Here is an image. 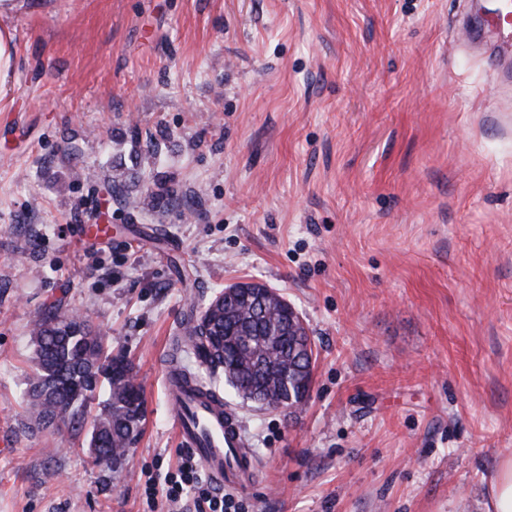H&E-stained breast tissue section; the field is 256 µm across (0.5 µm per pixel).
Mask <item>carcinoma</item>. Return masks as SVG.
Wrapping results in <instances>:
<instances>
[{"mask_svg": "<svg viewBox=\"0 0 512 512\" xmlns=\"http://www.w3.org/2000/svg\"><path fill=\"white\" fill-rule=\"evenodd\" d=\"M252 289H240L236 308L227 318H219L207 331L187 330L176 340L175 353L191 351L199 366L212 379L234 376L238 389L249 383H262L268 401L276 396L274 377L265 375L263 357L245 359L233 343L236 336L255 338L254 346L276 345L280 351L292 348V338L278 333L288 314L273 320L250 312ZM34 374L28 390L29 415L34 428L58 430L65 426L80 430L85 425V404L101 386L106 399L94 420L90 448L103 464L119 468L128 448L140 433L145 418V399L134 387V375L126 359L108 352L105 336L85 319L62 311H50L33 322Z\"/></svg>", "mask_w": 512, "mask_h": 512, "instance_id": "obj_1", "label": "carcinoma"}]
</instances>
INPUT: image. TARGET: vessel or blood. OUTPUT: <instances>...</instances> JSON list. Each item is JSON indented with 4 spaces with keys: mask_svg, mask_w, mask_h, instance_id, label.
I'll return each instance as SVG.
<instances>
[{
    "mask_svg": "<svg viewBox=\"0 0 512 512\" xmlns=\"http://www.w3.org/2000/svg\"><path fill=\"white\" fill-rule=\"evenodd\" d=\"M484 25L500 42L512 43V0H499ZM166 388L180 443L192 452L212 484L250 490L255 468L236 414L221 399L199 395L193 386L180 383L172 363L166 367Z\"/></svg>",
    "mask_w": 512,
    "mask_h": 512,
    "instance_id": "b4317fda",
    "label": "vessel or blood"
}]
</instances>
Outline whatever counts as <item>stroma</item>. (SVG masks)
<instances>
[{
  "instance_id": "35a3bbf8",
  "label": "stroma",
  "mask_w": 512,
  "mask_h": 512,
  "mask_svg": "<svg viewBox=\"0 0 512 512\" xmlns=\"http://www.w3.org/2000/svg\"><path fill=\"white\" fill-rule=\"evenodd\" d=\"M475 0H21L0 106V512L149 507L184 453L163 366L190 308L276 288L315 345L288 414L220 394L239 512H484L512 456V56ZM59 309L146 403L121 471L35 432L31 327Z\"/></svg>"
}]
</instances>
